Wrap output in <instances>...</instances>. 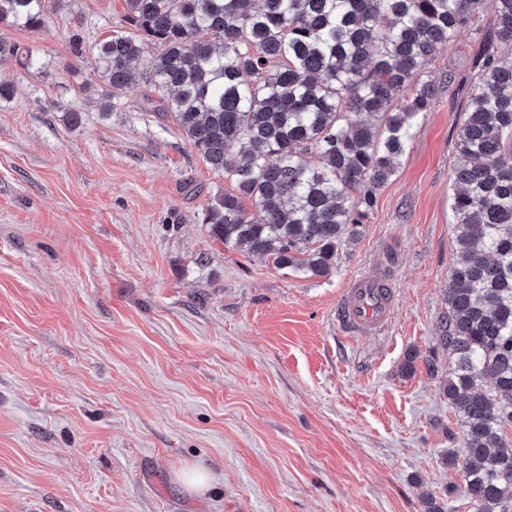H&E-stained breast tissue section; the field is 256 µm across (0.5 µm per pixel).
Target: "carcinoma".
Returning <instances> with one entry per match:
<instances>
[{
	"mask_svg": "<svg viewBox=\"0 0 512 512\" xmlns=\"http://www.w3.org/2000/svg\"><path fill=\"white\" fill-rule=\"evenodd\" d=\"M128 31L83 46L104 85L99 110L121 106L132 63L153 52L146 82L231 186L202 223L229 247L324 277L355 240L395 173L419 116L436 100L422 80L439 50L482 29L477 77L458 126L452 194L459 246L444 289L443 394L458 414L459 469L476 512H512V0H125ZM51 0H0V27L38 30ZM209 33L203 41L199 34ZM40 65L0 37V62ZM490 381L492 389L483 387Z\"/></svg>",
	"mask_w": 512,
	"mask_h": 512,
	"instance_id": "obj_1",
	"label": "carcinoma"
}]
</instances>
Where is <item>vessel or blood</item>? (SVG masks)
Wrapping results in <instances>:
<instances>
[{"instance_id": "obj_1", "label": "vessel or blood", "mask_w": 512, "mask_h": 512, "mask_svg": "<svg viewBox=\"0 0 512 512\" xmlns=\"http://www.w3.org/2000/svg\"><path fill=\"white\" fill-rule=\"evenodd\" d=\"M391 299L370 279L356 281L346 288L337 306V319L354 334H368L382 327L391 314Z\"/></svg>"}]
</instances>
